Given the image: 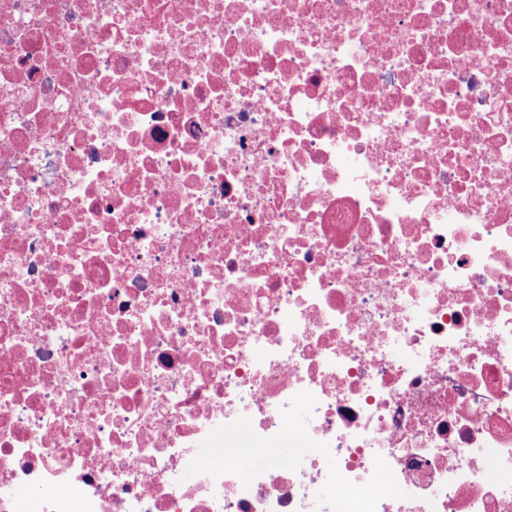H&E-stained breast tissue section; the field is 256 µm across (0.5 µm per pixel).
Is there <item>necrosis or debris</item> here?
<instances>
[{
    "label": "necrosis or debris",
    "mask_w": 512,
    "mask_h": 512,
    "mask_svg": "<svg viewBox=\"0 0 512 512\" xmlns=\"http://www.w3.org/2000/svg\"><path fill=\"white\" fill-rule=\"evenodd\" d=\"M0 512H512V0H0Z\"/></svg>",
    "instance_id": "necrosis-or-debris-1"
}]
</instances>
